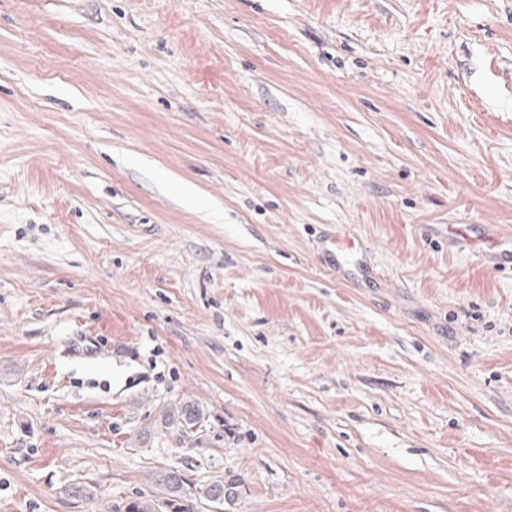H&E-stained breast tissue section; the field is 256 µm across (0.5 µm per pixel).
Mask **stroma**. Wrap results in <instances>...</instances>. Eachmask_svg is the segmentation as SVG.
Listing matches in <instances>:
<instances>
[{
    "mask_svg": "<svg viewBox=\"0 0 512 512\" xmlns=\"http://www.w3.org/2000/svg\"><path fill=\"white\" fill-rule=\"evenodd\" d=\"M465 224L512 234V0H0V512H512ZM317 248L324 265L336 280L345 278L349 262L358 261L363 255L359 241L346 234L326 235L320 239ZM204 420V411L199 404L185 402L183 404L167 407L161 416V421L165 428L174 426L180 427L186 433V430L201 425ZM235 486L232 483L224 484V477H219L207 486L202 488L201 496L207 499L213 505L223 507L224 502L233 498Z\"/></svg>",
    "mask_w": 512,
    "mask_h": 512,
    "instance_id": "1",
    "label": "stroma"
}]
</instances>
